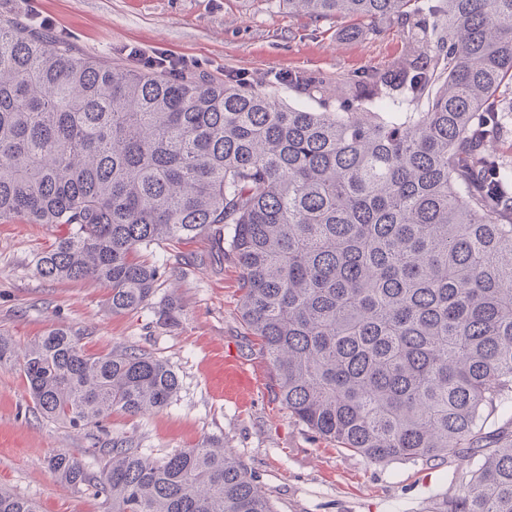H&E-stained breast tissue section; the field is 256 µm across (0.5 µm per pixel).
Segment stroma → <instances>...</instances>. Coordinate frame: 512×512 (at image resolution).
Listing matches in <instances>:
<instances>
[{
  "instance_id": "35a3bbf8",
  "label": "stroma",
  "mask_w": 512,
  "mask_h": 512,
  "mask_svg": "<svg viewBox=\"0 0 512 512\" xmlns=\"http://www.w3.org/2000/svg\"><path fill=\"white\" fill-rule=\"evenodd\" d=\"M31 5L55 20L56 35L75 53L137 69L140 61L126 54L136 47L185 61L186 74L214 83L270 80L276 99L312 110L335 107V91L312 100L283 75L332 80L389 66L405 53L392 22L381 36L349 39V20L315 26L289 15L280 0H0V20L23 22ZM62 233L20 214L0 219V331L22 347L64 325L91 354L141 349L171 366L179 389L162 411L115 413L75 430L37 415L24 377L0 367V486L41 512H103L100 497L59 482L47 459L65 451L96 475L99 449L110 440H133L144 455L161 458L218 438L256 476L275 512H432L442 497L466 491L465 461L372 462L294 423L242 326L240 272L222 242L199 237L154 250L148 260L165 263L166 274L149 305L115 314L103 285L38 275V254ZM170 300L180 307L177 322L157 324L158 307Z\"/></svg>"
}]
</instances>
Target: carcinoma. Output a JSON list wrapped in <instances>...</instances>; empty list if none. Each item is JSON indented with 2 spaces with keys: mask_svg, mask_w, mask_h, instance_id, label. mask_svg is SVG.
<instances>
[{
  "mask_svg": "<svg viewBox=\"0 0 512 512\" xmlns=\"http://www.w3.org/2000/svg\"><path fill=\"white\" fill-rule=\"evenodd\" d=\"M318 23L393 19L404 59L336 78L334 112L261 85L109 66L46 30L0 22V218L69 232L36 259L137 310L165 268L140 259L207 235L241 271L240 317L296 423L373 462L466 458L467 492L435 512H512V162L492 150L512 113V0H282ZM309 97L327 82L298 73ZM42 417L73 428L168 407L176 372L142 351L86 353L54 327L0 367ZM101 475L60 452L47 468L96 488L105 512H274L212 442L160 459L131 440ZM0 512H39L0 488Z\"/></svg>",
  "mask_w": 512,
  "mask_h": 512,
  "instance_id": "carcinoma-1",
  "label": "carcinoma"
}]
</instances>
